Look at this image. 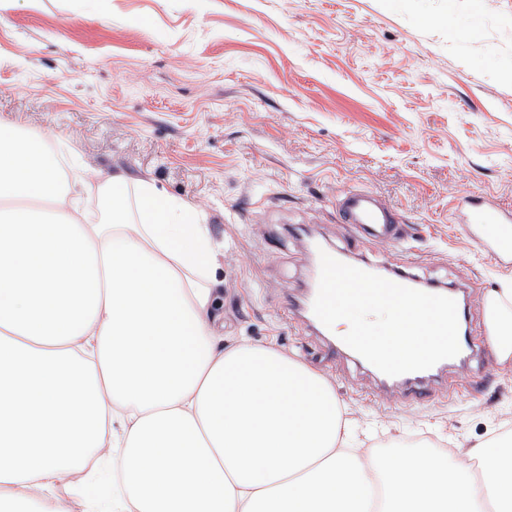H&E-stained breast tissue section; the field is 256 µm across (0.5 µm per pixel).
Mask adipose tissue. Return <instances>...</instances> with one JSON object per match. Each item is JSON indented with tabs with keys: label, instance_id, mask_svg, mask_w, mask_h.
Listing matches in <instances>:
<instances>
[{
	"label": "adipose tissue",
	"instance_id": "ef3b65f1",
	"mask_svg": "<svg viewBox=\"0 0 512 512\" xmlns=\"http://www.w3.org/2000/svg\"><path fill=\"white\" fill-rule=\"evenodd\" d=\"M0 128V512H512V431L445 452L363 447L332 384L275 343L225 344L224 246L195 207L62 165ZM512 367V287L483 302ZM115 488L113 479L104 477L96 486H88L81 482V476L77 474L73 481L61 489L60 493L69 499L72 512H82V501L85 495L96 494L104 499L112 496V489Z\"/></svg>",
	"mask_w": 512,
	"mask_h": 512
}]
</instances>
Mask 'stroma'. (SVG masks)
<instances>
[{
	"label": "stroma",
	"instance_id": "35a3bbf8",
	"mask_svg": "<svg viewBox=\"0 0 512 512\" xmlns=\"http://www.w3.org/2000/svg\"><path fill=\"white\" fill-rule=\"evenodd\" d=\"M60 135L92 173L145 178L224 243V335L275 340L324 374L373 442L442 447L512 422V369L483 299L512 275L484 249L512 210V0H0V128ZM401 217L403 245L338 218L348 189ZM356 262L456 289L477 344L448 391L380 388L292 310L302 235Z\"/></svg>",
	"mask_w": 512,
	"mask_h": 512
}]
</instances>
